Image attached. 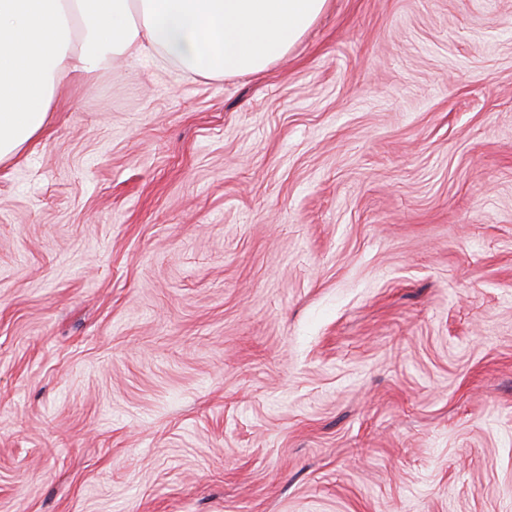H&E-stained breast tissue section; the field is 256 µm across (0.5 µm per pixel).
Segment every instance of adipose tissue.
<instances>
[{"label":"adipose tissue","mask_w":512,"mask_h":512,"mask_svg":"<svg viewBox=\"0 0 512 512\" xmlns=\"http://www.w3.org/2000/svg\"><path fill=\"white\" fill-rule=\"evenodd\" d=\"M328 0H0V165L45 129L55 90L114 57L159 54L196 75L267 68Z\"/></svg>","instance_id":"obj_1"}]
</instances>
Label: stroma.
<instances>
[{
	"instance_id": "1",
	"label": "stroma",
	"mask_w": 512,
	"mask_h": 512,
	"mask_svg": "<svg viewBox=\"0 0 512 512\" xmlns=\"http://www.w3.org/2000/svg\"><path fill=\"white\" fill-rule=\"evenodd\" d=\"M0 512H512V0L65 82L0 167Z\"/></svg>"
}]
</instances>
